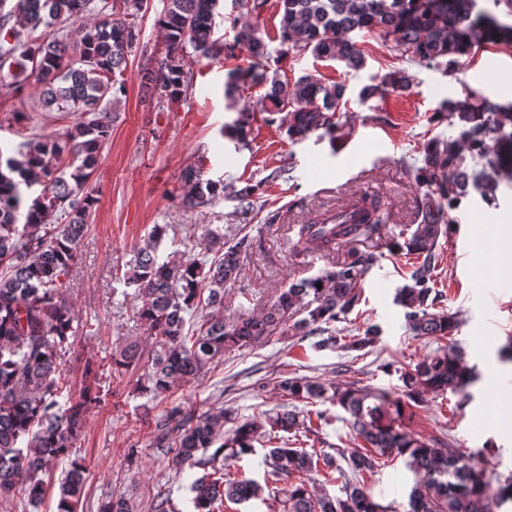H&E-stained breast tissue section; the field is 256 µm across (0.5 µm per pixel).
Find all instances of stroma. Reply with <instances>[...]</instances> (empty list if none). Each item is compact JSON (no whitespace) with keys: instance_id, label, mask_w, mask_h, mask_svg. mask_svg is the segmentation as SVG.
Returning a JSON list of instances; mask_svg holds the SVG:
<instances>
[{"instance_id":"stroma-1","label":"stroma","mask_w":512,"mask_h":512,"mask_svg":"<svg viewBox=\"0 0 512 512\" xmlns=\"http://www.w3.org/2000/svg\"><path fill=\"white\" fill-rule=\"evenodd\" d=\"M162 8V0H149L137 20L138 39L124 72L126 94L110 113L112 137L89 184L97 203L72 274L69 301L77 336L74 353L64 356L66 379L58 400L66 402L80 383L84 363H93L102 403L88 409L84 433L75 445L88 466V505L122 495L136 503V512H150L154 495L162 491L173 512H194L190 484L202 469L176 473L165 449L156 445V424L171 408L194 417L222 407L239 419L252 418L284 403L279 382L292 376L335 384L357 380L397 395L403 389L401 368L434 349L432 340L409 335L404 310L395 301L417 259L392 252L390 245L410 235L419 222L424 189L415 171L427 137L460 131L457 119L434 122L441 101L473 92L512 104V47L480 50L468 68L448 75L406 63L392 41L378 31H363L355 39L366 63L349 73L338 62L309 53L279 55L280 14L276 0H269L258 24L272 51L270 71L291 79L310 74L325 82L346 81L348 124L337 141L313 133L295 144L282 126L259 113L241 144L223 133L235 117L224 90L237 60L193 63V89L186 100L170 102L145 91V69L165 53L156 23ZM402 67L412 77L409 92L359 102L362 87ZM39 96V87L29 80L17 91L0 93V147L13 149L21 132L58 136L70 129L74 116L47 111ZM191 166L203 167L206 177L224 183L223 195L209 206L190 209L183 204V174ZM280 168L283 178L269 181V174ZM249 184L258 191L253 219L246 223L238 215L236 192ZM363 194L379 198L392 221L373 246L376 260L363 276L358 305L333 328L337 335L354 336L379 326L381 335L373 347L322 350L315 337L277 334L226 351L198 380L176 382L164 403L137 390V373L113 372L116 343L135 340L144 349L153 346L136 316L140 301L118 276L154 225L169 227L160 253L174 251L185 261L200 254L199 248L185 245V227L211 228L228 244L245 233L256 234L240 279L224 290V320L230 323L242 315H259L276 291L293 280L330 268L331 258L296 255L293 227L306 223L313 212L336 211ZM497 197L496 204L488 205L479 192L469 191L438 244L434 287L441 306L456 319L449 340L475 369L472 398L462 406L453 394L431 393L425 405L405 409L399 419L407 433L425 438L441 434L455 447L482 451L478 465L491 480L512 474V362L500 356L503 346L512 343V184L501 183ZM273 211L280 212L279 222L265 226ZM318 409L325 421L307 447L352 452L356 442L349 414L328 402ZM414 480L406 459L393 456L371 483L382 505L397 508L407 502Z\"/></svg>"}]
</instances>
